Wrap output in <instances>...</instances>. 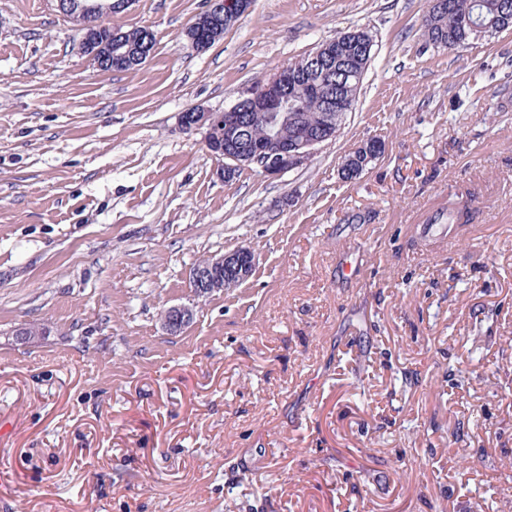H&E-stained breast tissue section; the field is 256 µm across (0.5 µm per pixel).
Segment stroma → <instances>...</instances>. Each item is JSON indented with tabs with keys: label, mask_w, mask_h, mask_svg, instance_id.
<instances>
[{
	"label": "stroma",
	"mask_w": 512,
	"mask_h": 512,
	"mask_svg": "<svg viewBox=\"0 0 512 512\" xmlns=\"http://www.w3.org/2000/svg\"><path fill=\"white\" fill-rule=\"evenodd\" d=\"M430 5L254 0L200 48L208 0H133L110 22L155 46L118 72L54 0H0V512H512V28L437 49ZM349 30L336 139L225 182L180 113ZM241 246L252 275L194 297ZM226 1V0H224ZM224 1L222 0H211L210 1V9L207 14L202 18H196L195 21L190 25L188 32V37L195 42L198 46H207L206 39V31L205 28L211 26L210 21H212V16L214 12L222 13L224 12ZM255 267V256L245 247H237L222 255H210L194 265L189 287L197 298L223 288H232L246 279ZM193 308L187 305H173L161 315L162 326L173 335L185 328L193 319Z\"/></svg>",
	"instance_id": "1"
}]
</instances>
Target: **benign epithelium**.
<instances>
[{
  "instance_id": "7a95c632",
  "label": "benign epithelium",
  "mask_w": 512,
  "mask_h": 512,
  "mask_svg": "<svg viewBox=\"0 0 512 512\" xmlns=\"http://www.w3.org/2000/svg\"><path fill=\"white\" fill-rule=\"evenodd\" d=\"M131 3L132 0H56V7L85 30L80 45L82 51L89 52V59L98 56L108 61L112 70L123 71L138 60V53L128 41L112 35L107 19L112 17L113 9L124 11ZM216 12H224V0H210L207 14L196 18L190 25L188 37L197 45H207L205 28L210 26ZM310 60L318 62L310 72L299 75L284 66L258 88L248 90L223 112L194 109L189 117L181 115L183 131L205 130V142L210 152L216 151L215 143L224 142L226 149L217 155V159L222 161V177H229L237 167L255 166L271 177L302 167L310 162L316 147L326 140L330 129L338 125L343 116L338 111L343 98L334 89L333 52L324 44L311 55ZM301 77L306 80L308 92L324 95L327 117L320 130L309 128L295 115L292 117L293 132L286 138L245 139L242 114L288 111L292 89ZM254 267L255 256L245 247H237L218 256L210 255L191 269L189 287L195 297L203 298L223 288L234 287L246 279ZM192 319L193 308L187 305L170 306L161 315L162 326L171 335L180 332Z\"/></svg>"
}]
</instances>
